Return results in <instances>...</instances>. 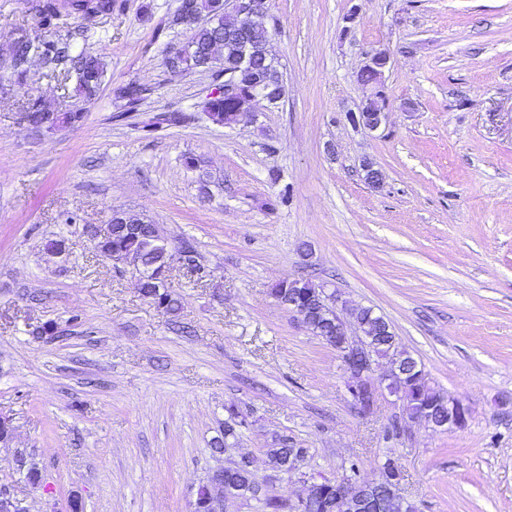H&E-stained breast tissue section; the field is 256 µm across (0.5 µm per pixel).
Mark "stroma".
Segmentation results:
<instances>
[{"mask_svg":"<svg viewBox=\"0 0 512 512\" xmlns=\"http://www.w3.org/2000/svg\"><path fill=\"white\" fill-rule=\"evenodd\" d=\"M178 4L67 17L62 36L107 64L93 98L37 60L26 89L0 80V490L24 512H190L245 457L263 495L292 501L306 478L354 462L371 481L391 457L416 512H512V0H268L259 23L286 93L231 127L198 110L222 73L165 66L188 37L168 25ZM37 29L32 0H0V59ZM375 50L391 64L370 131L350 114ZM130 82L146 94L123 112ZM30 95L84 119L33 132ZM162 111L188 120L144 131ZM115 208L161 225L172 249L193 243L207 275L173 258L177 315L97 256L83 227ZM60 237L67 253L47 254ZM299 277L384 316L431 385L469 406L465 428L387 437L401 410L384 391L359 415L339 353L270 293ZM231 406L246 425L218 453ZM277 437L305 449L301 475L269 466Z\"/></svg>","mask_w":512,"mask_h":512,"instance_id":"obj_1","label":"stroma"}]
</instances>
